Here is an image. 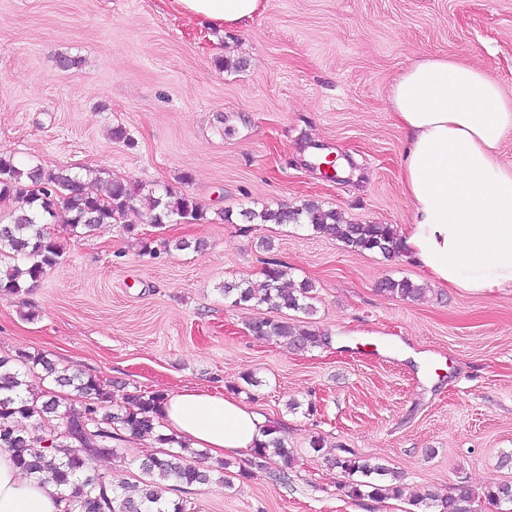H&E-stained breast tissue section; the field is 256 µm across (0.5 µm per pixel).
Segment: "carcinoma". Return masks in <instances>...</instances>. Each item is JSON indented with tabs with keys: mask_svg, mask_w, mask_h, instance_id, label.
Wrapping results in <instances>:
<instances>
[{
	"mask_svg": "<svg viewBox=\"0 0 512 512\" xmlns=\"http://www.w3.org/2000/svg\"><path fill=\"white\" fill-rule=\"evenodd\" d=\"M10 201L15 207L7 222L0 221V259L8 258L13 265L0 272V295L19 294L59 264L63 248L48 231L50 224H68L88 233L102 224H123L131 232L134 227L126 223V217L137 208L144 210L148 223L157 228L206 221L204 207L187 193L166 187L143 195L138 186L119 180L107 181L93 192L77 174L47 170L38 164L18 165L12 158L0 156V203ZM240 216L247 224H305L356 252H379L387 259L400 253L393 225L344 223L336 210L316 201L297 207L245 209ZM263 275L264 280L257 286L226 282L222 292L237 305L254 302L281 314L294 311L313 315L310 281L290 283L288 266L277 261L268 262ZM380 289L403 299L424 298V288L407 278H387ZM249 330L261 338L288 337L299 350L324 343L318 332L284 315L279 319H256L249 323ZM37 367L42 368L44 378L73 388L74 398L63 401L49 391L34 392L28 376ZM110 399V392L97 376L59 368L41 354L21 353L13 360L0 357V450L9 452L26 475L55 484L61 491L63 512H185L183 504L164 500L167 483L206 484L213 473L226 469V462L206 465L205 453L159 431L155 415L162 394L146 395L136 390L127 396L126 405L115 411L108 409ZM20 419L30 420L46 434L33 439L19 427ZM145 438L170 449L135 460L143 476L136 494H126L120 480L89 473V461L112 455L116 443ZM252 457L260 466L278 458L279 478H288L293 451L285 438L272 437L252 449ZM332 464L351 477L344 484L351 497L382 499L402 494L401 475L382 464L354 454L336 457ZM486 497L497 505L512 503V485H492ZM474 500L473 490L459 484L445 498L433 493L418 496L414 506L428 509L438 503L441 512H470Z\"/></svg>",
	"mask_w": 512,
	"mask_h": 512,
	"instance_id": "carcinoma-1",
	"label": "carcinoma"
}]
</instances>
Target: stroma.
<instances>
[{"instance_id":"1","label":"stroma","mask_w":512,"mask_h":512,"mask_svg":"<svg viewBox=\"0 0 512 512\" xmlns=\"http://www.w3.org/2000/svg\"><path fill=\"white\" fill-rule=\"evenodd\" d=\"M428 55L485 71L512 100V0H265L221 34L161 0H0V155L170 187L207 211L160 228L134 212L131 234L52 225L64 255L27 293L0 296V356L98 376L115 408L136 390L206 389L266 415L293 450L287 483L278 460L232 457L223 481L168 490L186 512H413L415 497L461 483L491 512L486 488L512 484L500 463L512 453V288L428 285L403 257L239 216L315 200L350 223H410L389 96ZM119 125L129 141L113 139ZM327 155L338 178L313 166ZM144 237L202 246L154 257ZM272 260L313 283L310 322L327 344L254 336L269 309L224 298V283H260ZM387 278L426 296L382 292ZM342 447L400 472L401 497L348 496L331 464ZM157 450L132 439L92 467L133 494V458Z\"/></svg>"}]
</instances>
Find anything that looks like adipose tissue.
Listing matches in <instances>:
<instances>
[{"label":"adipose tissue","instance_id":"1","mask_svg":"<svg viewBox=\"0 0 512 512\" xmlns=\"http://www.w3.org/2000/svg\"><path fill=\"white\" fill-rule=\"evenodd\" d=\"M221 29L252 19L263 0H161ZM406 134L402 185L412 219L399 231L404 259L432 284L471 293L512 288V166L499 159L512 134V102L484 71L430 55L390 92ZM156 418L168 433L214 456L268 441L269 421L240 399L192 389L166 395ZM53 484L24 477L0 452V512H61Z\"/></svg>","mask_w":512,"mask_h":512}]
</instances>
